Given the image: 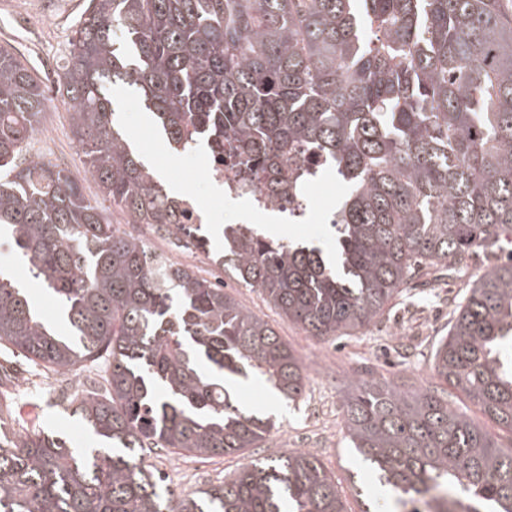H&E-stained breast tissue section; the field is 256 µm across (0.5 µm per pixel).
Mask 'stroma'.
I'll return each instance as SVG.
<instances>
[{"label":"stroma","mask_w":512,"mask_h":512,"mask_svg":"<svg viewBox=\"0 0 512 512\" xmlns=\"http://www.w3.org/2000/svg\"><path fill=\"white\" fill-rule=\"evenodd\" d=\"M85 0H35L37 13L20 7L18 0H0V45L14 51L39 76L49 90L58 87V64L64 55L72 26ZM118 127L133 143L152 170L177 193H195L208 209L223 212L222 197L197 184L195 171L205 165L204 151L189 157L172 151L146 112L134 88L114 87L112 91ZM63 126L58 137L46 146V162L67 168L82 178L88 197H95L94 182L84 180V156L74 141L69 124L70 111L58 104ZM492 258L475 254L461 280L448 282L441 277L415 281L408 295L395 300L374 324L355 336L318 340L282 318L260 290L228 280L227 291L244 308L268 321L300 356L308 375L305 393L294 402L275 397L265 386L248 381L231 391L236 405L245 411L271 418L275 428L261 447L222 458H187L165 448H150L143 455L145 465L166 478L169 486L184 496L223 484L244 465L255 459H275L297 450L314 454L334 476L348 512H364L371 498L373 474L364 467L345 437L342 393L351 369L372 371L388 383H406L417 388L433 385L432 363L436 345L447 335L457 304L472 282ZM0 272L23 283L41 318L60 330L68 324L57 298L30 273L28 267L0 238ZM0 369L13 404L0 412V432L14 436L36 425L66 439L73 448H89L83 422L74 415L66 396L90 389L94 375L86 368L57 375L14 353L9 345L0 346Z\"/></svg>","instance_id":"1"}]
</instances>
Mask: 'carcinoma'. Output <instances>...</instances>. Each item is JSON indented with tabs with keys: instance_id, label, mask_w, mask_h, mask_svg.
Returning <instances> with one entry per match:
<instances>
[{
	"instance_id": "carcinoma-1",
	"label": "carcinoma",
	"mask_w": 512,
	"mask_h": 512,
	"mask_svg": "<svg viewBox=\"0 0 512 512\" xmlns=\"http://www.w3.org/2000/svg\"><path fill=\"white\" fill-rule=\"evenodd\" d=\"M375 31L367 42L362 29ZM92 201L64 168L28 155L50 99L0 46V227L60 301L72 337L0 278V342L63 374L104 360L103 392L70 404L110 448L77 451L42 430L0 438V512H345L318 458L257 459L181 497L146 448L222 457L275 423L236 407L253 378L288 401L306 369L266 321L216 284L152 261L103 202L176 224L169 197L114 129L110 89L140 92L169 145L203 141L289 181L325 160L347 192L336 255L251 227L224 235V271L319 338L367 328L423 268L457 271L512 248V0H86L60 65ZM512 253L456 307L434 352L440 389L347 378L348 439L398 512H512ZM468 399L508 445L448 400Z\"/></svg>"
}]
</instances>
